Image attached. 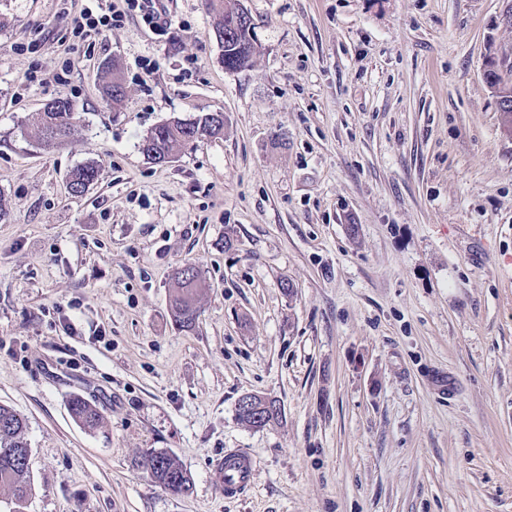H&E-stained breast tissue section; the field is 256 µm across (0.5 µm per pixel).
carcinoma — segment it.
<instances>
[{
	"instance_id": "cac0c4a2",
	"label": "carcinoma",
	"mask_w": 512,
	"mask_h": 512,
	"mask_svg": "<svg viewBox=\"0 0 512 512\" xmlns=\"http://www.w3.org/2000/svg\"><path fill=\"white\" fill-rule=\"evenodd\" d=\"M214 13V27L224 28L229 38L224 40V67L240 71L252 66L260 54L261 45L253 29L241 18V0H208ZM105 81L101 87L102 97L114 104H121L127 90L119 89L122 81L114 65H104ZM76 120L73 102L59 97L46 104L44 111L28 119L27 127L36 144L44 151H52L63 145L71 136ZM224 133V122L217 121L215 114H205L193 120H174L155 126L143 137L141 151L156 164L164 162L166 156L193 147L207 137H218ZM100 168L86 164L69 173L68 186L78 196L99 179ZM202 287L198 270L186 265L176 272L171 312L176 325L184 330L195 326L198 319L197 292ZM72 418L87 428L99 425L101 415L96 406L77 395L69 402ZM27 420L13 408L0 405V489L8 491L13 512H22V507L32 495L33 481L29 470V443L26 439ZM138 466L151 480L173 495L190 491L192 479L180 461L171 454L150 450L141 455Z\"/></svg>"
}]
</instances>
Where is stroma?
I'll use <instances>...</instances> for the list:
<instances>
[{
	"instance_id": "obj_1",
	"label": "stroma",
	"mask_w": 512,
	"mask_h": 512,
	"mask_svg": "<svg viewBox=\"0 0 512 512\" xmlns=\"http://www.w3.org/2000/svg\"><path fill=\"white\" fill-rule=\"evenodd\" d=\"M242 2L261 52L230 71L206 0L89 42L64 32L113 0H0V404L28 424L26 512H512V136L485 77L512 56L505 0ZM59 96L77 120L46 153L20 126ZM211 112L223 136L142 154ZM248 393L281 418L241 424ZM150 448L188 494L138 468ZM229 448L257 462L237 499ZM104 69L106 76L105 81L101 87L102 97L113 105H119L124 101L127 95L125 84L122 81L120 73L117 71V68H115L114 65L106 63L104 65ZM116 81H119L124 85L120 92L118 91L119 85L116 83ZM216 114L223 113H208L193 120H174L155 126L142 139V153L159 164L165 162L166 156L191 148L201 139L221 136L224 119L217 123ZM99 176L100 168L95 164L77 166L69 173L68 186L73 189V192H69L75 196L81 195ZM202 283L198 270L192 265H186L176 272L171 312L176 325L182 330L191 329L196 324L199 311L196 296ZM69 411L72 418L87 428H95L99 425L101 415L96 406L82 396H74L69 402ZM138 466L151 480L173 495H183L190 491L192 479L180 461L171 454L150 450L141 455Z\"/></svg>"
}]
</instances>
